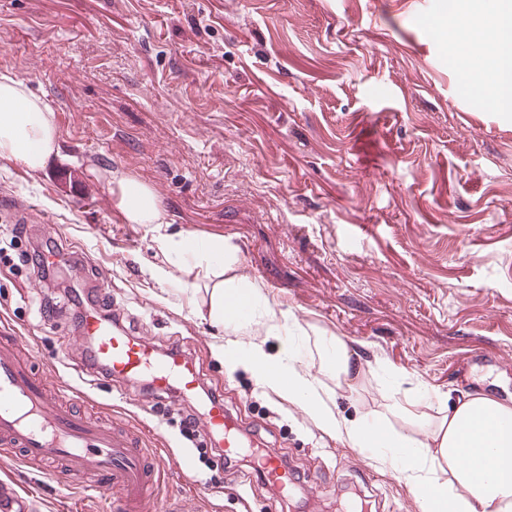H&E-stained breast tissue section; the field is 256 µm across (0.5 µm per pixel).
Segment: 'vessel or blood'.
I'll return each mask as SVG.
<instances>
[{
    "instance_id": "vessel-or-blood-1",
    "label": "vessel or blood",
    "mask_w": 512,
    "mask_h": 512,
    "mask_svg": "<svg viewBox=\"0 0 512 512\" xmlns=\"http://www.w3.org/2000/svg\"><path fill=\"white\" fill-rule=\"evenodd\" d=\"M84 335L93 337V360L107 367L117 380L150 377L158 390L177 388L197 395L201 374L181 354H159L153 346L112 326L101 315H86ZM22 341L9 327L0 328V449H22L29 462L49 468L51 477L64 480L94 470L106 476L109 485L125 492L124 512H136L156 473L134 441L119 439L112 427L72 413L69 407L51 402L42 379L36 377L28 359L21 355ZM207 442L238 445L237 435L224 414L220 399L205 403ZM254 467L265 480L285 489L295 482L277 449L267 448Z\"/></svg>"
}]
</instances>
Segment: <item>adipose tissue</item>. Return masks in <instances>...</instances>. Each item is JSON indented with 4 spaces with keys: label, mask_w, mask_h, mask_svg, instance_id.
Instances as JSON below:
<instances>
[{
    "label": "adipose tissue",
    "mask_w": 512,
    "mask_h": 512,
    "mask_svg": "<svg viewBox=\"0 0 512 512\" xmlns=\"http://www.w3.org/2000/svg\"><path fill=\"white\" fill-rule=\"evenodd\" d=\"M462 2L447 0L448 37L484 38L487 49L469 53L465 64L473 84L491 82L493 105L511 112L512 0H491L479 31L465 23ZM58 152L50 106L23 83L0 76V163L16 164L34 176ZM111 193L126 221L145 225L153 235L162 259L150 266L151 279L160 286L170 284L174 267L187 265L194 275L184 288L189 303L203 319L225 328L219 352L239 354L240 365L251 371L260 388L303 406L329 438L368 452L377 468L409 487L420 512H512V403L463 389L456 401L437 407L432 415L418 411L411 401L348 417L337 406L336 395L356 391L364 377L368 363L357 350L340 337H321V363L314 372L299 363L280 319L270 325L282 336L277 352H267L263 341L244 339L241 319L230 305L241 301L261 307L265 290L236 273L237 258L223 237L200 239L172 229L159 194L135 178L113 177ZM392 415L403 418L407 432L389 427Z\"/></svg>",
    "instance_id": "obj_1"
}]
</instances>
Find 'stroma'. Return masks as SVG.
Returning a JSON list of instances; mask_svg holds the SVG:
<instances>
[{"instance_id": "1", "label": "stroma", "mask_w": 512, "mask_h": 512, "mask_svg": "<svg viewBox=\"0 0 512 512\" xmlns=\"http://www.w3.org/2000/svg\"><path fill=\"white\" fill-rule=\"evenodd\" d=\"M414 0H0V75L54 111L60 153L37 176L0 165V320L34 347V374L91 396L92 420L162 450L144 512H419L368 453L323 435L303 407L228 371L219 331L127 223L111 174L153 187L173 228L223 236L238 271L297 320L304 365L338 336L373 367L345 413L415 388L512 399V112L469 90L461 42ZM384 97H371L375 84ZM53 263L41 273L33 246ZM110 309L158 351L176 348L222 395L250 443L234 470L203 460L180 421L200 401L92 366L82 309ZM278 449L298 479L264 483ZM118 492L0 455V501L18 512H119ZM254 467L269 484L280 489H286L295 483L294 475L282 464L275 448H265L257 457Z\"/></svg>"}]
</instances>
